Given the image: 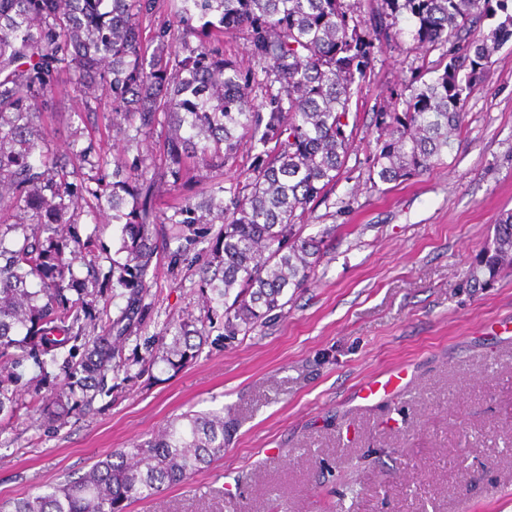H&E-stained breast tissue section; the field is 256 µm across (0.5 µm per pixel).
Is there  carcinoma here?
<instances>
[{"mask_svg": "<svg viewBox=\"0 0 512 512\" xmlns=\"http://www.w3.org/2000/svg\"><path fill=\"white\" fill-rule=\"evenodd\" d=\"M511 1L379 0L364 15L348 0H169L159 21L156 0H0V364L55 359L84 336L79 361L63 360L66 390L38 405L41 418L64 420L76 393L119 367V343L148 311L165 224L187 240L222 225L199 281L206 314L159 337L171 368L197 356L207 328L220 324L233 338L284 309L320 262L322 236H302L304 218L327 202L347 163L346 118L375 40L407 31L443 60L428 80L414 73L402 109L376 113L368 179L399 184L445 163L464 102L490 68V46L512 43ZM233 30L249 36V68L220 47ZM63 75L80 101L69 123L80 126L61 151L51 126ZM160 126L169 134L157 163L141 145ZM112 138L124 143L120 157ZM244 141L253 152L244 179L219 181L198 202L161 201L159 184L175 192L195 168L224 171ZM111 222L121 232L112 266L78 278L73 264L96 241L78 225ZM493 228L466 276L477 290L512 272V212ZM114 287L125 306L101 332L87 331L86 297ZM229 433L224 410L189 411L0 512H126L130 501L206 471Z\"/></svg>", "mask_w": 512, "mask_h": 512, "instance_id": "carcinoma-1", "label": "carcinoma"}]
</instances>
